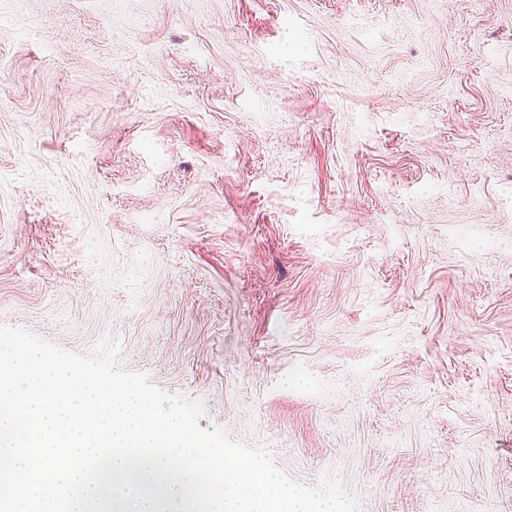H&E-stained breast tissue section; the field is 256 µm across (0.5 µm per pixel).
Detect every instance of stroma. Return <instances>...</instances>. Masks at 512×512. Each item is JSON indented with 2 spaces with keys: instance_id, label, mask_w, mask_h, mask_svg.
Segmentation results:
<instances>
[{
  "instance_id": "35a3bbf8",
  "label": "stroma",
  "mask_w": 512,
  "mask_h": 512,
  "mask_svg": "<svg viewBox=\"0 0 512 512\" xmlns=\"http://www.w3.org/2000/svg\"><path fill=\"white\" fill-rule=\"evenodd\" d=\"M0 325L512 512V0H0Z\"/></svg>"
}]
</instances>
